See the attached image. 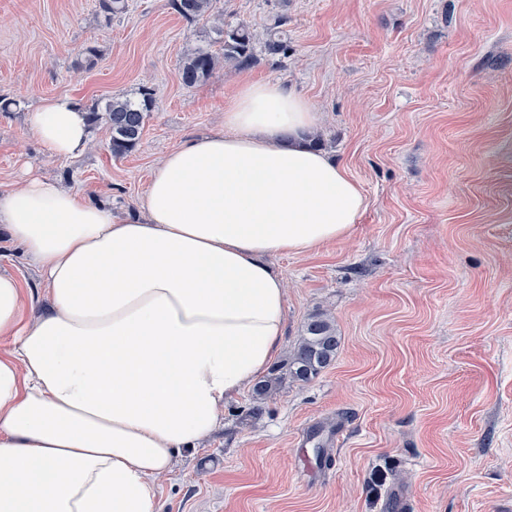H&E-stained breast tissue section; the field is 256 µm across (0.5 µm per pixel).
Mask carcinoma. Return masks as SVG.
Masks as SVG:
<instances>
[{"mask_svg":"<svg viewBox=\"0 0 512 512\" xmlns=\"http://www.w3.org/2000/svg\"><path fill=\"white\" fill-rule=\"evenodd\" d=\"M170 8L186 21L208 22L214 17L217 0H168ZM99 12L108 20L127 13L128 0H97ZM288 23V16L274 18L264 40L266 54L276 57L288 53V42L278 35L277 29ZM222 44L224 61L240 69H251L259 63L256 44L259 38L244 23L217 28ZM218 63L217 56L207 48H198L187 55L183 62L181 79L184 85L195 87L213 76ZM156 104V91L146 83L139 87L137 97L114 96L104 108L89 113V120L105 121L111 130L108 149L115 158H123L133 152L141 139L146 120ZM340 345L333 318L325 312L311 314L303 326V332L288 352L285 365L288 375L297 383H308L317 377L335 359ZM282 377L272 371L255 383L251 394L250 415L258 417L263 404L280 389Z\"/></svg>","mask_w":512,"mask_h":512,"instance_id":"cac0c4a2","label":"carcinoma"}]
</instances>
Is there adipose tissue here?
Listing matches in <instances>:
<instances>
[{
	"label": "adipose tissue",
	"instance_id": "1",
	"mask_svg": "<svg viewBox=\"0 0 512 512\" xmlns=\"http://www.w3.org/2000/svg\"><path fill=\"white\" fill-rule=\"evenodd\" d=\"M316 123L292 88L247 79L223 131L168 152L133 211L40 177L0 192V238L48 296L27 314L0 270V512H159L156 478L281 350L269 257L348 237L366 208L311 145ZM31 130L60 157L90 140L68 98L34 108Z\"/></svg>",
	"mask_w": 512,
	"mask_h": 512
}]
</instances>
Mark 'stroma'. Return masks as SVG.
<instances>
[{
  "label": "stroma",
  "mask_w": 512,
  "mask_h": 512,
  "mask_svg": "<svg viewBox=\"0 0 512 512\" xmlns=\"http://www.w3.org/2000/svg\"><path fill=\"white\" fill-rule=\"evenodd\" d=\"M225 23L265 33L288 15V53L243 71L220 64L189 88L214 23L168 0H0V191L30 177L136 209L154 164L224 128L242 77L279 81L317 116L325 152L368 201L351 235L272 258L291 348L310 314L340 347L263 414L249 393L159 478V512H512V0H220ZM97 49L94 64L86 46ZM156 107L131 154L105 123L74 158L29 129L31 107L71 98ZM218 63L217 56L208 48H198L187 55L183 62L181 79L187 87H195L213 76Z\"/></svg>",
  "instance_id": "stroma-1"
}]
</instances>
